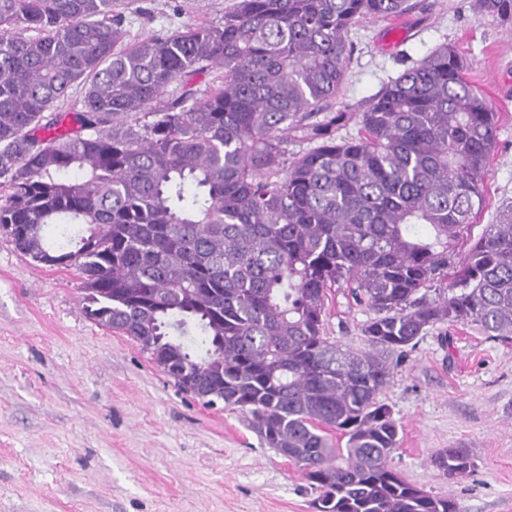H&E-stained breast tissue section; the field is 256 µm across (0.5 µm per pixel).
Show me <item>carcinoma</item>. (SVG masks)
<instances>
[{"instance_id": "obj_1", "label": "carcinoma", "mask_w": 512, "mask_h": 512, "mask_svg": "<svg viewBox=\"0 0 512 512\" xmlns=\"http://www.w3.org/2000/svg\"><path fill=\"white\" fill-rule=\"evenodd\" d=\"M113 4L0 0V233L77 267L95 323L167 349L178 386L223 368L193 395L288 449L315 512H460L391 467L399 429L379 400L390 356L430 328L512 336V206L452 258L484 207L497 129L455 47L390 79L338 139L341 116L307 119L346 78L349 30L410 0H238L222 23L133 45ZM477 8L512 24V0ZM208 68L221 84L200 92ZM290 131L312 147L288 155ZM341 283L374 314L360 351L324 335ZM191 328L200 342L182 340ZM433 464L474 467L465 448Z\"/></svg>"}]
</instances>
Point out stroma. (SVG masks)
I'll use <instances>...</instances> for the list:
<instances>
[{
	"mask_svg": "<svg viewBox=\"0 0 512 512\" xmlns=\"http://www.w3.org/2000/svg\"><path fill=\"white\" fill-rule=\"evenodd\" d=\"M235 0H132L130 42L194 23L219 24ZM347 76L326 107L336 134L389 79L448 43L493 102L497 145L477 237L512 205V27L474 0H418L409 14L365 19L347 35ZM75 269L48 267L0 236V512H313L302 468L268 448L245 413L208 408L180 390L131 340L90 320ZM326 334L364 348L370 311L337 291ZM380 399L399 424L392 466L461 512H512V339L476 323L429 330L393 355ZM469 449L473 471L451 478L431 462Z\"/></svg>",
	"mask_w": 512,
	"mask_h": 512,
	"instance_id": "35a3bbf8",
	"label": "stroma"
}]
</instances>
